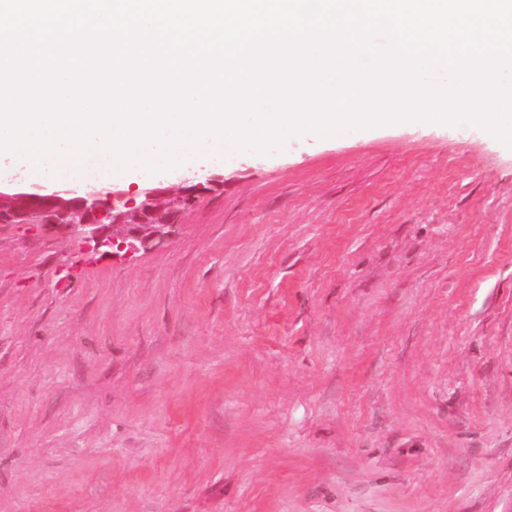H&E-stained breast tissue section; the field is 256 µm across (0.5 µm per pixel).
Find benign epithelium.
Segmentation results:
<instances>
[{"label": "benign epithelium", "instance_id": "1", "mask_svg": "<svg viewBox=\"0 0 512 512\" xmlns=\"http://www.w3.org/2000/svg\"><path fill=\"white\" fill-rule=\"evenodd\" d=\"M213 179L189 172L178 187L149 183L138 193L117 187L89 190H33L17 183L0 185V224H41L57 227L103 255L137 245L148 248L171 233L175 217L211 191Z\"/></svg>", "mask_w": 512, "mask_h": 512}]
</instances>
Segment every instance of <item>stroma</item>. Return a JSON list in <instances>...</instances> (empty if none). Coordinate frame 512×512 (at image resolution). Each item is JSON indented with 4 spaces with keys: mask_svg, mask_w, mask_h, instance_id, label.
<instances>
[{
    "mask_svg": "<svg viewBox=\"0 0 512 512\" xmlns=\"http://www.w3.org/2000/svg\"><path fill=\"white\" fill-rule=\"evenodd\" d=\"M205 171L154 248L0 224V512H512V147Z\"/></svg>",
    "mask_w": 512,
    "mask_h": 512,
    "instance_id": "obj_1",
    "label": "stroma"
}]
</instances>
